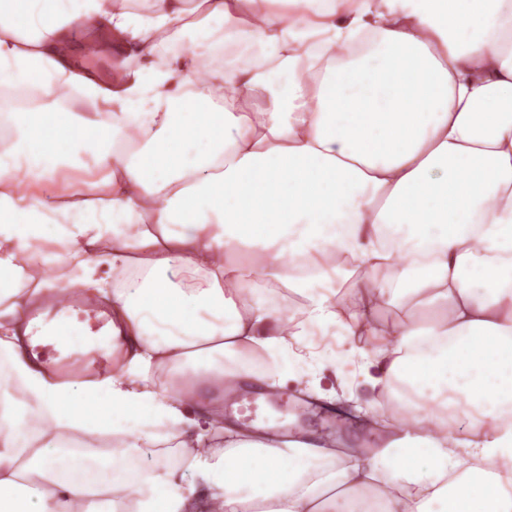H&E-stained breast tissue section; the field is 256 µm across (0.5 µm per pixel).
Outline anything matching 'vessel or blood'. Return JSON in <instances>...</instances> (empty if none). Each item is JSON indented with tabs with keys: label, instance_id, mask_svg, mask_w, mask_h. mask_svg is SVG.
<instances>
[{
	"label": "vessel or blood",
	"instance_id": "1",
	"mask_svg": "<svg viewBox=\"0 0 512 512\" xmlns=\"http://www.w3.org/2000/svg\"><path fill=\"white\" fill-rule=\"evenodd\" d=\"M111 316L76 291L28 319V351L46 368L92 373L112 359Z\"/></svg>",
	"mask_w": 512,
	"mask_h": 512
}]
</instances>
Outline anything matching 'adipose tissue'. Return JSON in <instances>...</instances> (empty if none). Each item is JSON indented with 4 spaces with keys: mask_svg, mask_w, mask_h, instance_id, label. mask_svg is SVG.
<instances>
[{
    "mask_svg": "<svg viewBox=\"0 0 512 512\" xmlns=\"http://www.w3.org/2000/svg\"><path fill=\"white\" fill-rule=\"evenodd\" d=\"M60 278L111 374L27 357ZM328 368L379 447L212 398ZM0 512H512V0H0Z\"/></svg>",
    "mask_w": 512,
    "mask_h": 512,
    "instance_id": "obj_1",
    "label": "adipose tissue"
}]
</instances>
